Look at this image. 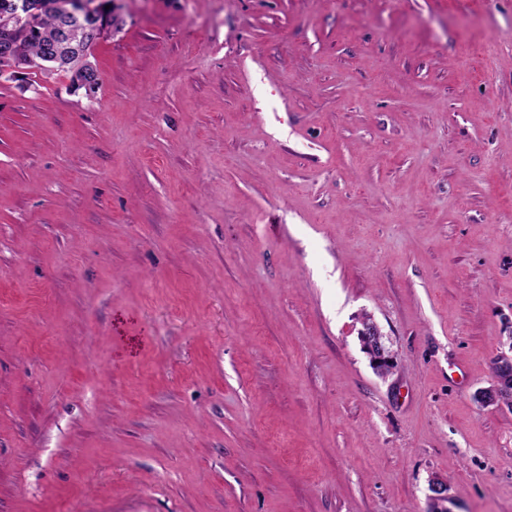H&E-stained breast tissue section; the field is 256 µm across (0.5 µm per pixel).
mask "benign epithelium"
<instances>
[{
	"label": "benign epithelium",
	"mask_w": 512,
	"mask_h": 512,
	"mask_svg": "<svg viewBox=\"0 0 512 512\" xmlns=\"http://www.w3.org/2000/svg\"><path fill=\"white\" fill-rule=\"evenodd\" d=\"M112 0H51V6L62 18L57 40L48 49L43 60L37 65L50 70L63 68L72 58H88L98 41L111 35L112 30L102 26L101 16L105 6ZM42 4L37 0H5L0 4V71L12 68L18 40L30 34L36 28V17ZM359 332L362 342L368 345L374 369L380 375H386L393 367V357L386 348L379 326L370 317L361 321ZM512 343L509 351L502 352L493 366L491 385L478 390L476 399L482 405H497L502 396L512 392Z\"/></svg>",
	"instance_id": "benign-epithelium-1"
}]
</instances>
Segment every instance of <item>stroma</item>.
<instances>
[{"label": "stroma", "instance_id": "stroma-1", "mask_svg": "<svg viewBox=\"0 0 512 512\" xmlns=\"http://www.w3.org/2000/svg\"><path fill=\"white\" fill-rule=\"evenodd\" d=\"M112 17L0 77V512H512V0ZM361 325L359 335L363 344H368V354L374 369L380 375L388 374L393 367V357L384 344L379 326L368 316L362 319ZM509 353L504 351L498 355L493 366L491 385L476 392L475 397L480 404L498 405L503 402V394L512 392V339L509 344ZM507 367H511L510 374Z\"/></svg>", "mask_w": 512, "mask_h": 512}]
</instances>
